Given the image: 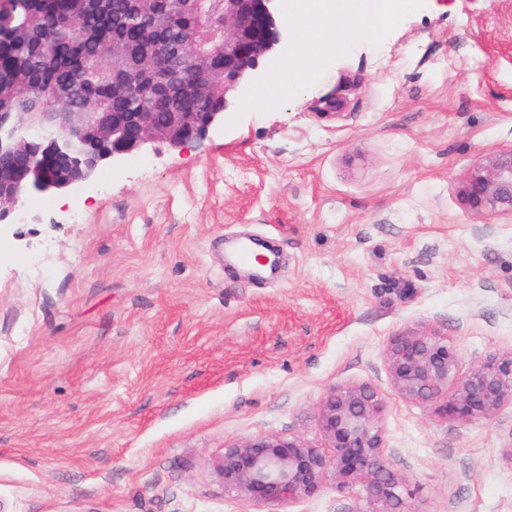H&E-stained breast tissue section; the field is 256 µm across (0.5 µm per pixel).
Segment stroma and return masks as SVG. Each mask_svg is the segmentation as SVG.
Masks as SVG:
<instances>
[{
  "label": "stroma",
  "instance_id": "1",
  "mask_svg": "<svg viewBox=\"0 0 512 512\" xmlns=\"http://www.w3.org/2000/svg\"><path fill=\"white\" fill-rule=\"evenodd\" d=\"M293 43L205 138L34 196L0 235L6 512H258L225 488V446L326 448L322 397L364 382L409 512H512V406L447 420L385 360L405 331L448 338L463 373L512 354V218L458 195L512 151V0H400L262 102ZM228 236L270 239L275 279L229 271ZM358 508L329 478L290 512Z\"/></svg>",
  "mask_w": 512,
  "mask_h": 512
}]
</instances>
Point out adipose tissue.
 <instances>
[{"instance_id": "adipose-tissue-1", "label": "adipose tissue", "mask_w": 512, "mask_h": 512, "mask_svg": "<svg viewBox=\"0 0 512 512\" xmlns=\"http://www.w3.org/2000/svg\"><path fill=\"white\" fill-rule=\"evenodd\" d=\"M394 11V0H294L287 23L300 40L318 50L323 45V22L329 15L343 16L350 27L365 29L371 22L392 16Z\"/></svg>"}]
</instances>
